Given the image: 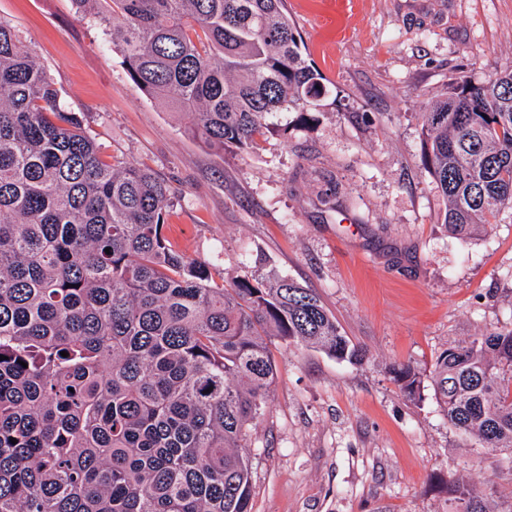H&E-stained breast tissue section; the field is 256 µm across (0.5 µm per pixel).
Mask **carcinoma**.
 <instances>
[{
	"label": "carcinoma",
	"instance_id": "carcinoma-1",
	"mask_svg": "<svg viewBox=\"0 0 512 512\" xmlns=\"http://www.w3.org/2000/svg\"><path fill=\"white\" fill-rule=\"evenodd\" d=\"M73 2L105 3L133 83L218 153L252 146L280 112L307 123L329 94L285 0ZM419 119L452 235L512 210L511 65L450 83ZM170 201L139 163L103 159L0 20V512H250L241 449L270 399L271 340L363 360L287 276L219 284L173 249ZM391 374L420 398L411 364ZM432 386L451 427L512 448V330L449 345ZM448 500L486 512L474 485L448 487Z\"/></svg>",
	"mask_w": 512,
	"mask_h": 512
}]
</instances>
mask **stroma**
<instances>
[{
    "mask_svg": "<svg viewBox=\"0 0 512 512\" xmlns=\"http://www.w3.org/2000/svg\"><path fill=\"white\" fill-rule=\"evenodd\" d=\"M330 100L310 124L270 118L219 154L145 96L98 18L72 0H0L60 100L105 159L169 184L164 234L215 278L278 273L310 289L360 363L279 341L276 379L248 437L251 512H451L481 487L512 512V449L452 428L430 372L450 343L512 329V211L461 241L422 163L418 114L456 78L512 64V0H286ZM411 363L421 398L388 372ZM448 500L454 506V512L460 511V504L467 503L466 512H487L485 509L483 492L474 485L459 483L448 487ZM471 508V509H470Z\"/></svg>",
    "mask_w": 512,
    "mask_h": 512,
    "instance_id": "obj_1",
    "label": "stroma"
}]
</instances>
